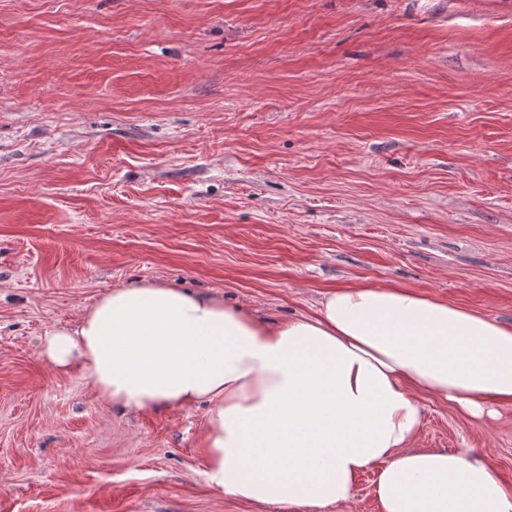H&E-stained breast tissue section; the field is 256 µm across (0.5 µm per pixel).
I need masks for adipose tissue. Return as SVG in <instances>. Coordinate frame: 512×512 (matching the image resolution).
<instances>
[{"instance_id": "obj_1", "label": "adipose tissue", "mask_w": 512, "mask_h": 512, "mask_svg": "<svg viewBox=\"0 0 512 512\" xmlns=\"http://www.w3.org/2000/svg\"><path fill=\"white\" fill-rule=\"evenodd\" d=\"M41 354L125 411L207 403L205 477L224 495L325 512L371 469L380 512H512L482 457L414 445L422 397L473 418L512 402V327L411 289L341 287L269 325L145 282L51 330Z\"/></svg>"}]
</instances>
